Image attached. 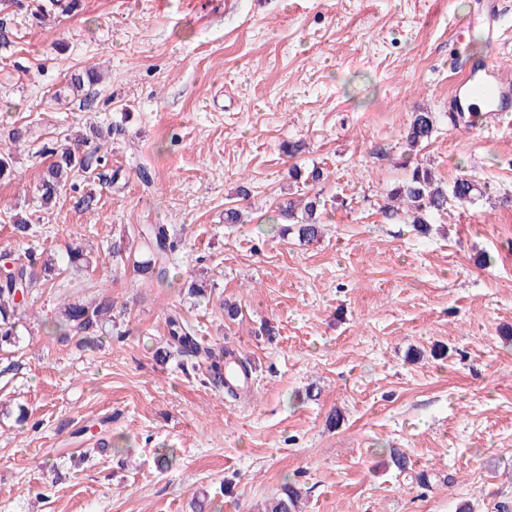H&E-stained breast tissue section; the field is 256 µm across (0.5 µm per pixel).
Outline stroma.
Masks as SVG:
<instances>
[{"instance_id":"obj_1","label":"stroma","mask_w":512,"mask_h":512,"mask_svg":"<svg viewBox=\"0 0 512 512\" xmlns=\"http://www.w3.org/2000/svg\"><path fill=\"white\" fill-rule=\"evenodd\" d=\"M473 3L76 0L45 18L49 0H0V148L27 132L15 179L0 181V253L63 268L29 294L23 366L0 375V512H191L200 496L210 512H264L289 479L302 512H512V112L490 130L446 116L466 73L454 49L512 68V0L499 47L467 27ZM91 68L101 82L73 91ZM422 111L439 121L417 159L486 192L432 216L425 236L381 213ZM93 125L117 181L81 174L42 207L37 150ZM294 165L329 174L314 188L326 230L309 245L270 222ZM242 184L249 217L225 223ZM148 224L181 245L146 282L105 256ZM72 243L90 267L68 266ZM191 279L207 297H188ZM102 293L126 308L118 335L81 347L48 332L63 304ZM174 311L250 359L248 399L179 356L156 361ZM99 441L106 453L71 464Z\"/></svg>"}]
</instances>
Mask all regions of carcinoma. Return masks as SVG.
Returning a JSON list of instances; mask_svg holds the SVG:
<instances>
[{
    "instance_id": "cac0c4a2",
    "label": "carcinoma",
    "mask_w": 512,
    "mask_h": 512,
    "mask_svg": "<svg viewBox=\"0 0 512 512\" xmlns=\"http://www.w3.org/2000/svg\"><path fill=\"white\" fill-rule=\"evenodd\" d=\"M436 122L433 112L415 113L403 134L409 150L414 151L431 139ZM102 136V130L94 127L88 135L79 134L72 139L66 136L62 142L57 140L50 146H43L42 152L49 158V164L37 185L43 207L56 203L64 191L77 189V175L87 173L93 165L103 162V157L99 155L100 147L91 141L93 137L100 139ZM483 195L484 191L464 175L456 178L452 185L443 187L436 182L429 168L418 164L403 181L385 192L387 203L383 213L389 219L416 224L423 231L427 228L429 215L447 212L452 202L472 203ZM320 209L319 197L307 193L280 204L276 223L283 225V234L293 226L300 240L317 242L323 235ZM140 247L148 253V259L137 266V272L145 280L153 277L161 279L167 274L166 259L177 250L179 242L170 234L168 225L148 224L141 234ZM55 277L56 267L49 263H38L33 255L29 256L26 264L0 267L1 352L17 344L16 324L24 313L23 293L44 286ZM112 312L113 304L107 297L90 305L75 302L59 310L55 322L62 326V335L75 333L79 336L78 345L84 347L95 344L105 335L106 324L112 322ZM167 328L168 349L157 350L156 359L163 363L173 351L186 358L194 357L205 364L212 383L222 385L226 356L224 346L202 345L192 325L178 313L168 317ZM301 495V488L296 484L284 483L268 512H300Z\"/></svg>"
}]
</instances>
